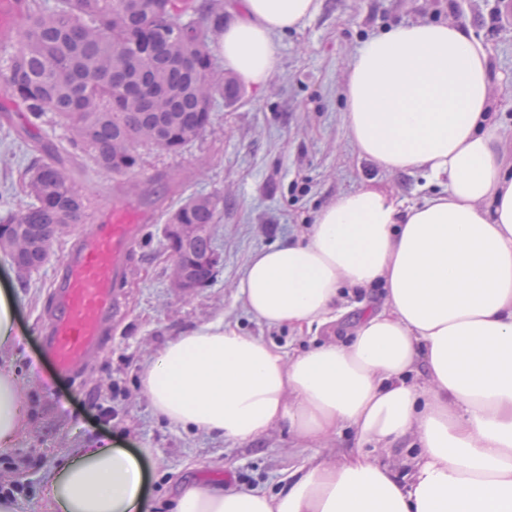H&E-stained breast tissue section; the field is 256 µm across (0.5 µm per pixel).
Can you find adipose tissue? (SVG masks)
<instances>
[{
  "label": "adipose tissue",
  "mask_w": 512,
  "mask_h": 512,
  "mask_svg": "<svg viewBox=\"0 0 512 512\" xmlns=\"http://www.w3.org/2000/svg\"><path fill=\"white\" fill-rule=\"evenodd\" d=\"M322 0H236L217 49L248 86L273 79L279 35ZM342 97L348 142L387 173L423 172L441 193L408 200L373 184L321 208L310 228L254 253L235 294L270 327L335 319L344 289L383 285L348 342L292 354L216 320L143 363L154 413L251 443L283 423L306 448L354 428L342 457L315 455L274 494L183 482L171 512H512V163L499 152L489 56L458 24L391 25L352 56ZM30 415L0 366V445ZM409 444L399 472L382 451ZM78 448L45 474L51 512H148L140 460Z\"/></svg>",
  "instance_id": "ef3b65f1"
}]
</instances>
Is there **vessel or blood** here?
Instances as JSON below:
<instances>
[{"mask_svg": "<svg viewBox=\"0 0 512 512\" xmlns=\"http://www.w3.org/2000/svg\"><path fill=\"white\" fill-rule=\"evenodd\" d=\"M144 216L126 203L112 205L106 219L88 223L58 275L55 311L43 340L60 372L77 373L105 341L120 308V288Z\"/></svg>", "mask_w": 512, "mask_h": 512, "instance_id": "obj_1", "label": "vessel or blood"}]
</instances>
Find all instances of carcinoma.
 Wrapping results in <instances>:
<instances>
[{
	"label": "carcinoma",
	"mask_w": 512,
	"mask_h": 512,
	"mask_svg": "<svg viewBox=\"0 0 512 512\" xmlns=\"http://www.w3.org/2000/svg\"><path fill=\"white\" fill-rule=\"evenodd\" d=\"M25 15L19 52L0 80L30 115L48 114L68 127L69 149L87 154L102 170L133 173L138 148L177 153L199 139L220 103L233 104L242 88L218 72L211 35L224 28L217 0H192L196 16L176 24L169 0H18ZM30 204L0 219V246L25 238L30 247L9 252L27 273L48 258L54 238L81 223L84 197L52 158L30 168ZM224 210L218 195L187 199L167 223L186 225L174 242L184 256L191 288L214 277L212 229Z\"/></svg>",
	"instance_id": "carcinoma-1"
}]
</instances>
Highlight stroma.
<instances>
[{
    "label": "stroma",
    "instance_id": "obj_1",
    "mask_svg": "<svg viewBox=\"0 0 512 512\" xmlns=\"http://www.w3.org/2000/svg\"><path fill=\"white\" fill-rule=\"evenodd\" d=\"M501 2L322 0L304 28L278 37L280 68L266 91L247 87L236 104L217 106L211 128L181 152L141 148V164L131 175H113L87 157L65 153L67 128L49 115L28 125L26 111L0 86V217L25 205L22 183L30 164L57 150L88 208L128 195L152 216L131 258L122 312L77 377L57 370L41 333L52 283L76 232L55 239L47 263L24 277L0 251V289L14 294L20 336L16 350L0 360L12 363L31 402L23 437L0 450V488L14 489L15 512H47L45 472L92 443L152 449L146 462L150 512H168L177 482L195 476L278 491L281 480L312 456L282 424L248 444L171 424L154 413L142 391L141 363L174 336L219 318L294 354L349 340L361 305L381 306L382 286L345 289L335 323L298 332L251 319L234 285L255 251L301 236L319 209L364 180L408 197L425 184L419 173L379 171L347 141L340 90L361 43L401 22L470 26L490 56L492 94L500 97L512 91V18H503ZM210 193L224 197L214 228L219 264L208 285L183 293L170 283L165 221L189 197Z\"/></svg>",
    "mask_w": 512,
    "mask_h": 512
}]
</instances>
